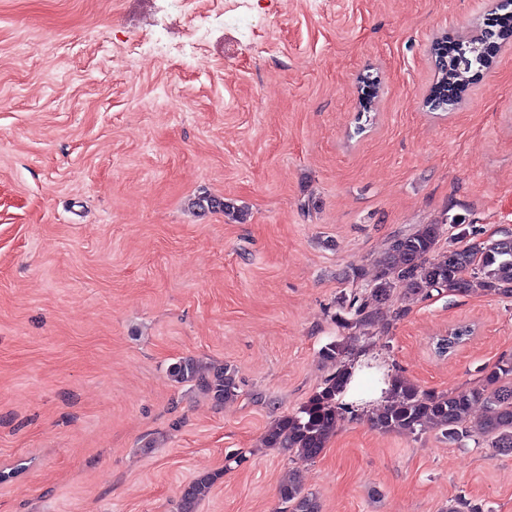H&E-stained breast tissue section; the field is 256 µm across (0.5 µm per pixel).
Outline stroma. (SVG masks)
<instances>
[{"instance_id":"1","label":"stroma","mask_w":512,"mask_h":512,"mask_svg":"<svg viewBox=\"0 0 512 512\" xmlns=\"http://www.w3.org/2000/svg\"><path fill=\"white\" fill-rule=\"evenodd\" d=\"M214 12L197 55L147 53ZM493 17L492 0H0V512H178L204 473L196 512H278L292 474L321 512H512V454L370 421L393 376L447 393L512 357V298L398 281L365 328L348 303L418 225H442L443 250L461 224L512 234V34L453 109L427 104L436 42ZM186 357L234 367L237 397L173 381ZM341 364L322 454L266 447ZM217 477L214 473L199 475L184 487L181 495V512H195L196 505L210 492Z\"/></svg>"}]
</instances>
